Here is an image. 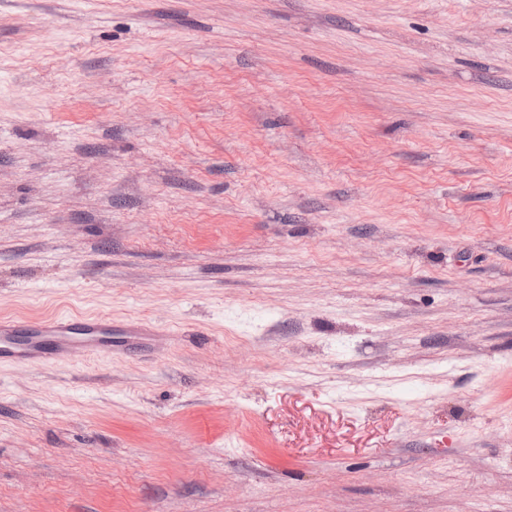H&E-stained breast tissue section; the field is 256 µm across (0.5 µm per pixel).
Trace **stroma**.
<instances>
[{"label":"stroma","mask_w":512,"mask_h":512,"mask_svg":"<svg viewBox=\"0 0 512 512\" xmlns=\"http://www.w3.org/2000/svg\"><path fill=\"white\" fill-rule=\"evenodd\" d=\"M0 512H512V0H0ZM153 328L112 317L59 315L45 320L0 318V365L57 363L121 351L112 336H157Z\"/></svg>","instance_id":"stroma-1"}]
</instances>
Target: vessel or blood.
<instances>
[{
  "label": "vessel or blood",
  "instance_id": "obj_1",
  "mask_svg": "<svg viewBox=\"0 0 512 512\" xmlns=\"http://www.w3.org/2000/svg\"><path fill=\"white\" fill-rule=\"evenodd\" d=\"M153 328L111 317L59 315L45 320L0 318V365L57 363L116 351V337L150 336Z\"/></svg>",
  "mask_w": 512,
  "mask_h": 512
}]
</instances>
